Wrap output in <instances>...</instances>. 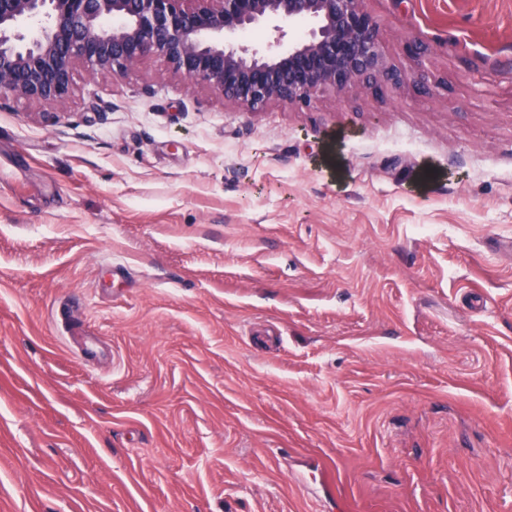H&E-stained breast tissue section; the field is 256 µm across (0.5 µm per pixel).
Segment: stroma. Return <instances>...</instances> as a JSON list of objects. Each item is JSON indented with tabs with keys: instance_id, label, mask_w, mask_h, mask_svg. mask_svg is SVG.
<instances>
[{
	"instance_id": "obj_1",
	"label": "stroma",
	"mask_w": 512,
	"mask_h": 512,
	"mask_svg": "<svg viewBox=\"0 0 512 512\" xmlns=\"http://www.w3.org/2000/svg\"><path fill=\"white\" fill-rule=\"evenodd\" d=\"M364 5L407 85L0 103V512H512V0Z\"/></svg>"
}]
</instances>
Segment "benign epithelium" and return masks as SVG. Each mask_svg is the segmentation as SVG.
<instances>
[{"instance_id": "1", "label": "benign epithelium", "mask_w": 512, "mask_h": 512, "mask_svg": "<svg viewBox=\"0 0 512 512\" xmlns=\"http://www.w3.org/2000/svg\"><path fill=\"white\" fill-rule=\"evenodd\" d=\"M300 21L306 34L283 46ZM254 28L273 39L239 40ZM153 54L252 112L273 101L308 106L322 88L405 82L364 0H0V102L54 109L72 93L76 63L123 74Z\"/></svg>"}]
</instances>
